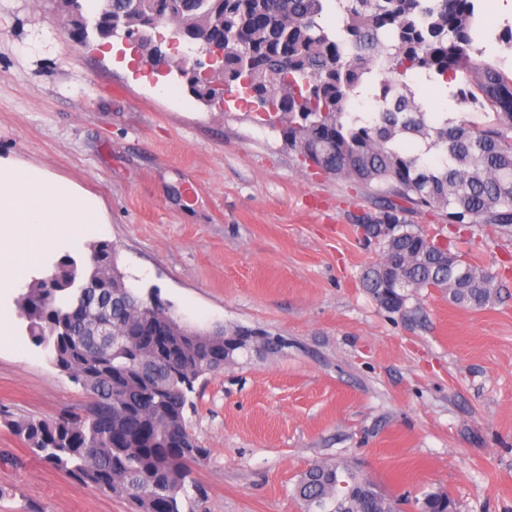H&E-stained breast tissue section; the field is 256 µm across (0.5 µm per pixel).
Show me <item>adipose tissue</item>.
Instances as JSON below:
<instances>
[{
	"label": "adipose tissue",
	"instance_id": "1",
	"mask_svg": "<svg viewBox=\"0 0 512 512\" xmlns=\"http://www.w3.org/2000/svg\"><path fill=\"white\" fill-rule=\"evenodd\" d=\"M104 220L101 199L44 170L0 161V288L23 277L43 248H80Z\"/></svg>",
	"mask_w": 512,
	"mask_h": 512
}]
</instances>
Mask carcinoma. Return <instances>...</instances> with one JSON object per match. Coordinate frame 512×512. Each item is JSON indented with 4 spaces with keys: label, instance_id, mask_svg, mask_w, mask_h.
Masks as SVG:
<instances>
[{
    "label": "carcinoma",
    "instance_id": "obj_1",
    "mask_svg": "<svg viewBox=\"0 0 512 512\" xmlns=\"http://www.w3.org/2000/svg\"><path fill=\"white\" fill-rule=\"evenodd\" d=\"M327 0H209V20L200 0H107L97 10L100 39L122 37L118 23L168 18L173 36L196 55L215 37L224 39V94L249 106L256 95L298 121L280 130L305 160L326 175L377 190L417 207L440 212L456 228L493 224L512 228V75L503 62L482 58L473 46L474 0H335L344 17L332 35L319 23ZM385 61L395 79L378 83V110L368 121L351 115L356 90ZM420 72L453 81L463 74L455 98L487 108L493 120L478 129L464 120L434 126L402 78ZM418 138L443 153L430 167L397 140ZM388 200L366 234L377 239L383 259L369 267L363 285L384 308L427 288L448 294L465 308H484L499 297L497 277L447 247L428 244L429 233L407 223ZM402 233L382 237L383 225ZM95 260L112 268V246L91 247ZM54 263L50 284L22 294L18 318L50 364L80 385L88 397L81 412L53 420L20 417L12 431L34 454L81 486L124 498L133 512H181L197 488L193 466L207 455L186 425L189 394L205 375L224 370L239 350H273L270 336L241 329L202 331L182 324L172 305L154 291L142 297L128 288L102 317L98 300L112 295L104 277L92 293L70 286L71 261ZM295 493L303 512H400L399 502L371 480L335 462H314L299 477ZM418 512H451L448 495L432 491L415 501Z\"/></svg>",
    "mask_w": 512,
    "mask_h": 512
}]
</instances>
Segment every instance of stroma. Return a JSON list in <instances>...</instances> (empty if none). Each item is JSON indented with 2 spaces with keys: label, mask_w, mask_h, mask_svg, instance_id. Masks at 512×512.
Wrapping results in <instances>:
<instances>
[{
  "label": "stroma",
  "mask_w": 512,
  "mask_h": 512,
  "mask_svg": "<svg viewBox=\"0 0 512 512\" xmlns=\"http://www.w3.org/2000/svg\"><path fill=\"white\" fill-rule=\"evenodd\" d=\"M56 14L55 0H0V156L97 195L108 223L87 240L114 245L135 291L156 290L198 328L284 342L196 382L186 423L208 450L196 512H302L295 483L316 461L355 468L403 512L430 491L454 512H512V232L452 236L436 212L408 211L502 288L483 309L428 288L408 314L387 311L361 283L382 247L358 229L381 195L304 168L248 107L197 100L177 73L128 60L120 40L73 42ZM170 83L177 95L161 93ZM407 83L430 121H487L442 81ZM27 286L0 288V512H130L8 425L85 401L18 319Z\"/></svg>",
  "instance_id": "35a3bbf8"
}]
</instances>
